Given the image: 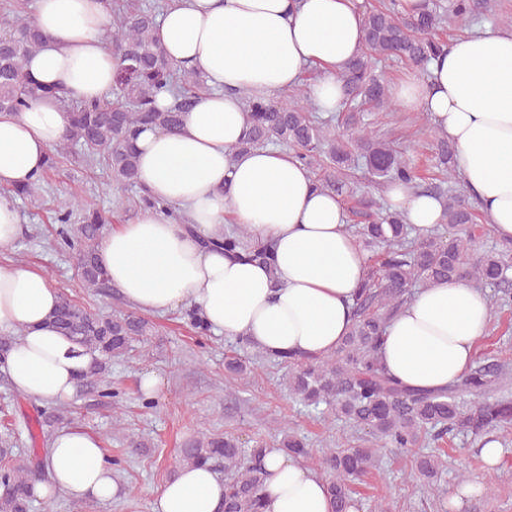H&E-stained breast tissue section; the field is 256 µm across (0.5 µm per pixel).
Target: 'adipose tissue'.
Wrapping results in <instances>:
<instances>
[{
	"label": "adipose tissue",
	"instance_id": "adipose-tissue-1",
	"mask_svg": "<svg viewBox=\"0 0 512 512\" xmlns=\"http://www.w3.org/2000/svg\"><path fill=\"white\" fill-rule=\"evenodd\" d=\"M105 21L102 0H37L43 41L27 71L44 84L65 83L78 98L102 97L119 65L101 40ZM362 30L357 0H172L154 37L172 63L202 73L207 91L178 128L147 126L135 141L140 185L185 218L142 210L103 236L99 261L125 300L157 315L194 306L215 335L270 356L335 352L354 324L353 295L368 255L345 230L341 197L316 189L293 151L237 152L249 128L239 90L271 97L300 85L318 64L313 102L337 111V75L358 54ZM391 94L404 110L428 116L454 146L455 170L486 224L497 239L512 240V30L476 28L457 37L424 75H410ZM67 126V112L51 98L17 115L0 113V186L33 180ZM386 197L420 231L441 222L433 195L399 182ZM228 215L273 242L271 266L212 248ZM57 301L44 272L0 267V332H22L8 354L12 386L50 404L70 397L91 361L47 328ZM490 320L481 290L441 280L417 291L389 323L379 357L402 384L439 390L469 370ZM46 463L52 481L37 485L38 497L109 502L119 491L100 438L81 428L59 429ZM263 467L265 512H334L325 478L308 464L273 451ZM223 499V481L200 465L164 483L152 512H218Z\"/></svg>",
	"mask_w": 512,
	"mask_h": 512
}]
</instances>
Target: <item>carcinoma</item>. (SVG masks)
Returning <instances> with one entry per match:
<instances>
[{"instance_id":"cac0c4a2","label":"carcinoma","mask_w":512,"mask_h":512,"mask_svg":"<svg viewBox=\"0 0 512 512\" xmlns=\"http://www.w3.org/2000/svg\"><path fill=\"white\" fill-rule=\"evenodd\" d=\"M21 2L4 0L0 4V112L18 114L33 102L54 96L68 112L70 122L64 140L48 154L44 169L54 168L60 157L75 153L90 165L105 166L112 180L135 189V207L172 210L138 186L133 141L143 126L178 127L183 114L194 106L204 80L201 73L170 63L155 43L153 32L163 5L147 7L137 0H105L110 17L108 50L120 60L121 67L110 95L78 101L65 87L48 88L25 71L28 59L42 42V34L33 21L21 18ZM495 7L496 0H451L448 7L437 0H423L418 11L406 13L400 0H383L382 6L365 13L361 50L339 75L347 102L360 99L375 109H389L388 86L372 73V65L397 59L422 68L447 48L437 39L436 31L448 17L466 25ZM165 93L174 96L175 105L160 109L157 100ZM241 94L249 130L237 150L269 145L293 148L298 159L311 169L315 187L338 196L355 193L352 173L357 169L363 170L370 185L378 190L394 182L415 183L405 150L378 138L362 113H345L341 121L344 131L337 134L331 120L315 112L305 96L274 102L247 89ZM432 149L437 166L448 178V195L443 197L447 230H432L412 238V228L400 212L383 208L374 219L369 209L379 203L362 202L361 208L351 211L354 224L347 226V231L356 234L366 250L376 253L377 262L354 294L355 323L349 335L331 355L278 357L288 368L283 385L290 395L308 406L328 405L331 417L349 421L370 437L368 447L328 448L317 455L298 435L286 429L279 432L278 449L303 457L326 473L335 512L356 508L350 482L377 466L383 448L413 456L415 474L432 486L446 468L445 452L434 448L419 453L421 443H436L461 432L495 437L512 427V399L502 396L485 400L486 395L508 384V373L497 360L479 359L458 382L427 392L394 380L378 356L387 325L416 286L425 287L442 279H470L496 289L495 304H512V279L508 276L512 245L473 256L475 243L489 229L475 223L476 201L460 187L453 168V146L438 139ZM43 179L41 172L29 183L13 187L12 197L36 203ZM77 209L79 204L67 199L57 206L60 245L77 256L83 286L107 295L112 284L97 257L105 218L96 209L84 208L76 224L72 217ZM236 249L248 260H272V244L250 241L244 225L224 232V250ZM48 325L95 355L79 375L77 387L120 409V391L104 376L112 361L128 357L153 334V325L131 311L115 309L110 315L94 312L62 294ZM257 368L256 358L235 352L224 358V369L232 377L252 374ZM466 396L475 401L465 403ZM61 420V415L53 421L47 419L39 410L34 416L23 417L32 447L22 460L16 459L14 449L0 448V512H32L37 501L35 484L48 478L44 464L47 449L37 447V442L44 428ZM266 451L264 444L243 448L239 438L231 434L203 433L183 443L180 457L185 467L208 464L223 468L222 512H262L267 474L259 459Z\"/></svg>"}]
</instances>
